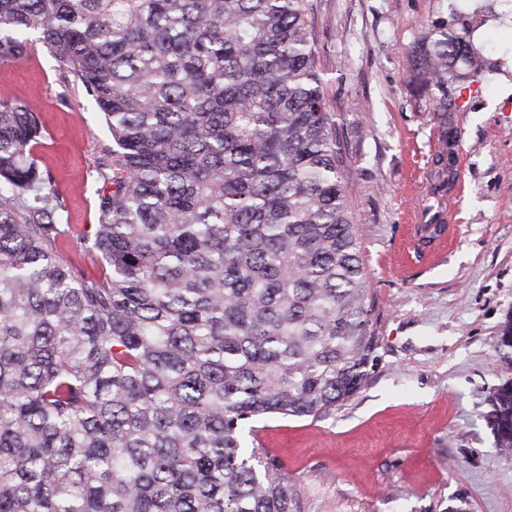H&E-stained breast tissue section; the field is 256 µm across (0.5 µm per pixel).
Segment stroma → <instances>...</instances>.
Segmentation results:
<instances>
[{
	"mask_svg": "<svg viewBox=\"0 0 512 512\" xmlns=\"http://www.w3.org/2000/svg\"><path fill=\"white\" fill-rule=\"evenodd\" d=\"M326 89L340 123L380 356L358 394L319 421L260 420L256 445L280 459L304 512H512V455L488 427L487 399L505 378L496 338L512 316V69L504 38L459 0H312ZM460 35L483 25L486 72L448 75V119L437 87H421L411 50L436 24ZM59 62L35 44L0 62V102L37 101L34 157L64 198L62 220L96 222L101 114ZM457 134L446 147L443 126ZM448 208L458 235L444 255L406 261L416 219Z\"/></svg>",
	"mask_w": 512,
	"mask_h": 512,
	"instance_id": "35a3bbf8",
	"label": "stroma"
}]
</instances>
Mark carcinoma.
Instances as JSON below:
<instances>
[{"mask_svg":"<svg viewBox=\"0 0 512 512\" xmlns=\"http://www.w3.org/2000/svg\"><path fill=\"white\" fill-rule=\"evenodd\" d=\"M310 0H0V61L30 35L109 142L97 224L61 256L64 200L27 103H0V512H302L267 416L355 396L379 337ZM486 69L448 32L422 84ZM512 371V318L496 341ZM486 420L512 453V377Z\"/></svg>","mask_w":512,"mask_h":512,"instance_id":"cac0c4a2","label":"carcinoma"}]
</instances>
